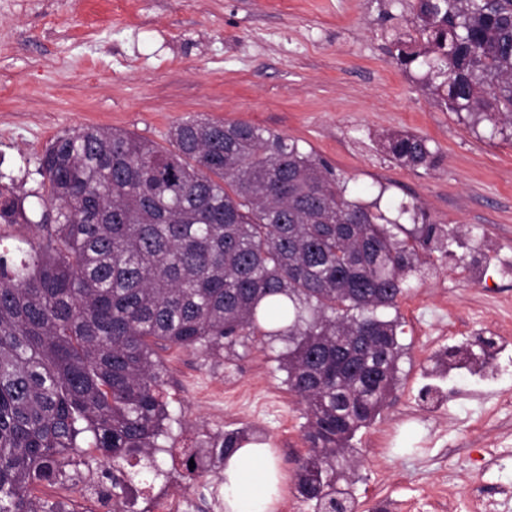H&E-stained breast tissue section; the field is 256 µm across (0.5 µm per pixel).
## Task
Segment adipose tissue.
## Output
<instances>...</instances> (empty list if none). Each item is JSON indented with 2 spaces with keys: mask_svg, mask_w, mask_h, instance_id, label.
<instances>
[{
  "mask_svg": "<svg viewBox=\"0 0 512 512\" xmlns=\"http://www.w3.org/2000/svg\"><path fill=\"white\" fill-rule=\"evenodd\" d=\"M280 480L268 445L237 449L224 461V512H274Z\"/></svg>",
  "mask_w": 512,
  "mask_h": 512,
  "instance_id": "ef3b65f1",
  "label": "adipose tissue"
}]
</instances>
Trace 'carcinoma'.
Listing matches in <instances>:
<instances>
[{
  "mask_svg": "<svg viewBox=\"0 0 512 512\" xmlns=\"http://www.w3.org/2000/svg\"><path fill=\"white\" fill-rule=\"evenodd\" d=\"M419 38H397L404 68L445 107L512 132V0H417ZM393 159L434 163L427 139L386 137ZM169 146L80 126L39 159L25 198L0 190V224H26L16 253L0 250V512H55L31 496L67 482L89 447L112 462V501L136 495L126 467L166 474L157 454L168 419L158 343L233 353L280 340L288 389L307 407L308 450L296 491L317 512L343 499L350 441L370 426L398 382L396 306L422 255L455 257L460 234L401 224L346 197V181L291 139L248 123L187 119ZM250 437L214 442L196 481Z\"/></svg>",
  "mask_w": 512,
  "mask_h": 512,
  "instance_id": "obj_1",
  "label": "carcinoma"
}]
</instances>
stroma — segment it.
<instances>
[{
  "label": "stroma",
  "instance_id": "1",
  "mask_svg": "<svg viewBox=\"0 0 512 512\" xmlns=\"http://www.w3.org/2000/svg\"><path fill=\"white\" fill-rule=\"evenodd\" d=\"M416 0H0V185L36 207L39 159L85 125L165 143L187 118L247 122L298 140L348 182L347 197L403 201L432 223L484 230L482 259L431 253L399 298L398 384L351 441L362 461L354 512H469L512 488V347L506 372L475 383L433 373L432 357L469 334L512 330V141L448 112L420 69L389 52L414 33ZM384 133L426 137L433 168L410 169ZM283 343L238 358L160 348L170 442L256 430L283 476L275 512H313L294 488L306 453L305 405L285 383ZM150 495L191 489L215 507L218 477L131 471Z\"/></svg>",
  "mask_w": 512,
  "mask_h": 512
}]
</instances>
